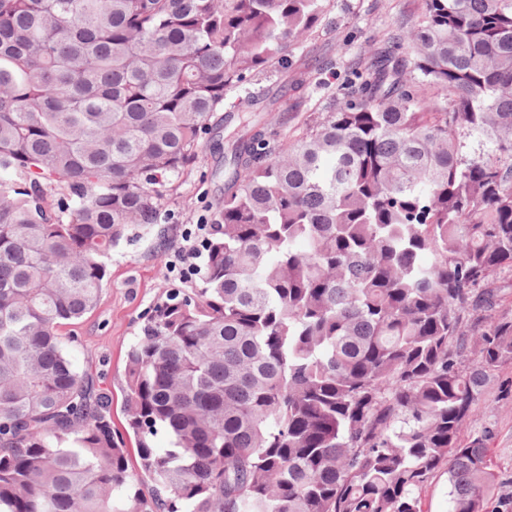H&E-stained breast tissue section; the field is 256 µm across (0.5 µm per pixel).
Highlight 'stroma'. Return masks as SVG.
Returning a JSON list of instances; mask_svg holds the SVG:
<instances>
[{
	"instance_id": "35a3bbf8",
	"label": "stroma",
	"mask_w": 512,
	"mask_h": 512,
	"mask_svg": "<svg viewBox=\"0 0 512 512\" xmlns=\"http://www.w3.org/2000/svg\"><path fill=\"white\" fill-rule=\"evenodd\" d=\"M422 0H330L328 13L315 32L293 49L296 64L287 75L310 73L302 88L290 90L289 100L301 99L311 112L326 111L332 99L346 92L360 59L375 40L388 32L410 28L421 14ZM346 43V52L337 44ZM224 197V154L205 149L199 162L177 180L163 199L162 221L151 232L138 231L112 251L108 285L96 309L75 324L63 327L69 336L71 360L78 372L92 376L110 397L112 428L130 450L129 471L134 487L153 497L155 487L139 468L136 442L127 434L125 367L127 353L143 324L167 292L184 282L170 273L167 262L182 232L199 218L212 217ZM477 414L463 435L489 429L493 459L504 477H512V363L502 366L478 404Z\"/></svg>"
}]
</instances>
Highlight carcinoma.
Masks as SVG:
<instances>
[{
	"instance_id": "obj_1",
	"label": "carcinoma",
	"mask_w": 512,
	"mask_h": 512,
	"mask_svg": "<svg viewBox=\"0 0 512 512\" xmlns=\"http://www.w3.org/2000/svg\"><path fill=\"white\" fill-rule=\"evenodd\" d=\"M326 0H0V512H152L60 329L159 222L224 95L288 73ZM200 285L130 348L126 417L160 512H488L512 363V0H423L328 110L253 97ZM65 190L55 204L47 189ZM473 353L478 365L464 357ZM162 435L167 447L157 448ZM477 414L463 427L467 438L474 431H491L488 448L498 470L509 481L512 477V363L500 368L478 404ZM422 499L427 512H448V478L444 471L423 489Z\"/></svg>"
}]
</instances>
